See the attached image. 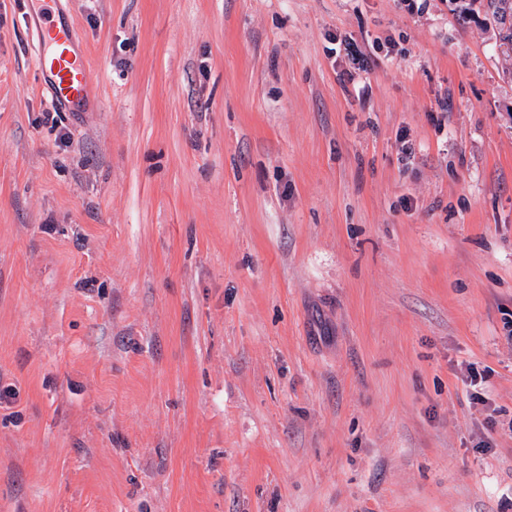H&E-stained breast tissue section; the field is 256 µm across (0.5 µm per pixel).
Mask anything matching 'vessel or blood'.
Returning a JSON list of instances; mask_svg holds the SVG:
<instances>
[{
  "instance_id": "obj_1",
  "label": "vessel or blood",
  "mask_w": 512,
  "mask_h": 512,
  "mask_svg": "<svg viewBox=\"0 0 512 512\" xmlns=\"http://www.w3.org/2000/svg\"><path fill=\"white\" fill-rule=\"evenodd\" d=\"M35 47L42 71L51 75L48 90L59 104L85 102L89 92V62L87 55L74 48L72 26L44 19L36 24Z\"/></svg>"
}]
</instances>
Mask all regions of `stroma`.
Instances as JSON below:
<instances>
[{
    "label": "stroma",
    "instance_id": "35a3bbf8",
    "mask_svg": "<svg viewBox=\"0 0 512 512\" xmlns=\"http://www.w3.org/2000/svg\"><path fill=\"white\" fill-rule=\"evenodd\" d=\"M53 11L81 112L0 0V512H512V50L483 15ZM35 47L42 72L51 75L48 91L58 104L85 102L89 92V62L86 53L74 48L73 26L57 24L49 17L36 24Z\"/></svg>",
    "mask_w": 512,
    "mask_h": 512
}]
</instances>
